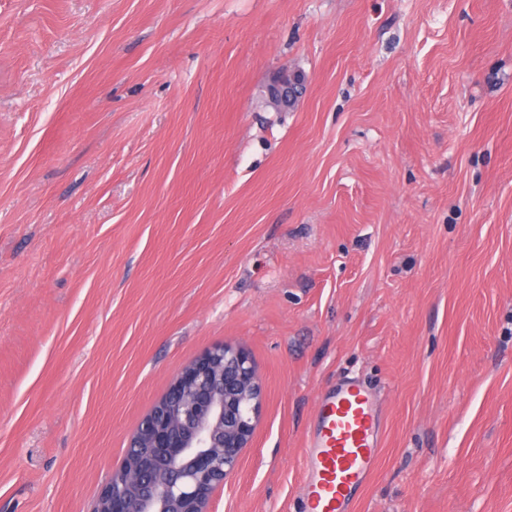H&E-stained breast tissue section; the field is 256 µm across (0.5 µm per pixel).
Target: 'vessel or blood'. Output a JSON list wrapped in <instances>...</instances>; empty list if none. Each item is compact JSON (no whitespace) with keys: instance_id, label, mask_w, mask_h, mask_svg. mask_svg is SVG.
<instances>
[{"instance_id":"vessel-or-blood-1","label":"vessel or blood","mask_w":512,"mask_h":512,"mask_svg":"<svg viewBox=\"0 0 512 512\" xmlns=\"http://www.w3.org/2000/svg\"><path fill=\"white\" fill-rule=\"evenodd\" d=\"M381 454L374 395L348 378L319 396L302 455V512H351Z\"/></svg>"}]
</instances>
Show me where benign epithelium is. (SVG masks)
<instances>
[{
	"label": "benign epithelium",
	"instance_id": "1",
	"mask_svg": "<svg viewBox=\"0 0 512 512\" xmlns=\"http://www.w3.org/2000/svg\"><path fill=\"white\" fill-rule=\"evenodd\" d=\"M284 70L269 102L284 103ZM263 399L247 353L216 344L186 365L144 420L121 469L94 512H206L210 496L236 472L249 447Z\"/></svg>",
	"mask_w": 512,
	"mask_h": 512
}]
</instances>
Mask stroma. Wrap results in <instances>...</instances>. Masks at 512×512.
Returning <instances> with one entry per match:
<instances>
[{
    "label": "stroma",
    "mask_w": 512,
    "mask_h": 512,
    "mask_svg": "<svg viewBox=\"0 0 512 512\" xmlns=\"http://www.w3.org/2000/svg\"><path fill=\"white\" fill-rule=\"evenodd\" d=\"M224 342L263 402L208 512H299L344 376L354 512H512V0H0V512H92ZM302 449L301 512H351L382 449L374 395L346 378L319 396Z\"/></svg>",
    "instance_id": "1"
}]
</instances>
